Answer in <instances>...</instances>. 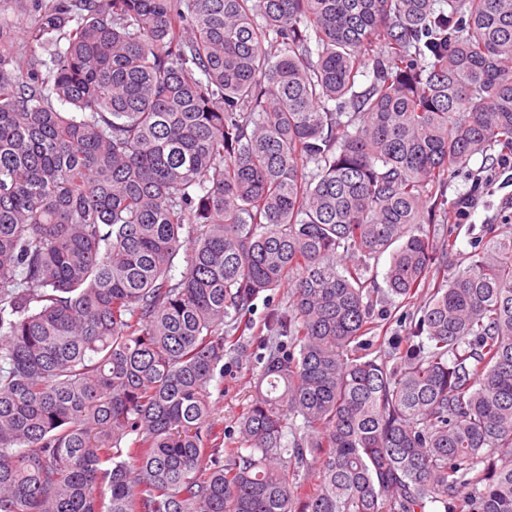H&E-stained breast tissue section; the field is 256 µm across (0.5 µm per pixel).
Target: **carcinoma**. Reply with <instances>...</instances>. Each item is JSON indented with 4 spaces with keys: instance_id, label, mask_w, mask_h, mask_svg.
<instances>
[{
    "instance_id": "cac0c4a2",
    "label": "carcinoma",
    "mask_w": 512,
    "mask_h": 512,
    "mask_svg": "<svg viewBox=\"0 0 512 512\" xmlns=\"http://www.w3.org/2000/svg\"><path fill=\"white\" fill-rule=\"evenodd\" d=\"M436 4L43 0L45 73L0 26V512H512V225L424 229L512 156V0ZM382 293L378 294V301L374 300V318L375 322L380 325L375 331L377 333L376 336H386V339L389 338H401L402 336H406V327L408 326V321L404 323L401 322V317L407 311L412 313L420 304H422L423 298H418L415 303H411L409 306L396 307L391 304L387 300H383ZM381 334V335H380ZM240 344L238 350L224 356V379L217 376L210 387L211 418L224 426L225 437L231 441L239 436L237 418L254 396V378L265 352L250 336L241 339Z\"/></svg>"
}]
</instances>
